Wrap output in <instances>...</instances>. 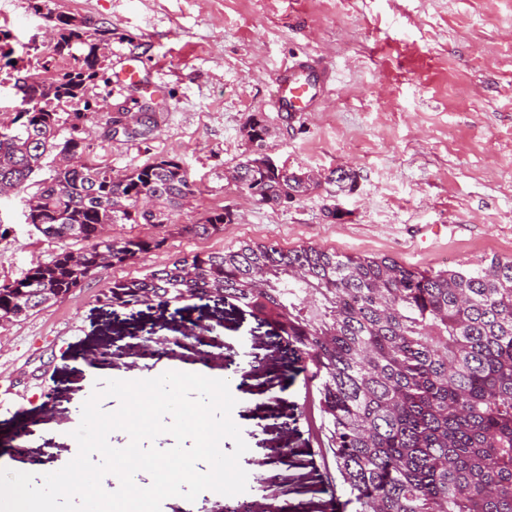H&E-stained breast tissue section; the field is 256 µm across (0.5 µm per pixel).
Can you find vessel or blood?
<instances>
[{
  "label": "vessel or blood",
  "instance_id": "obj_1",
  "mask_svg": "<svg viewBox=\"0 0 512 512\" xmlns=\"http://www.w3.org/2000/svg\"><path fill=\"white\" fill-rule=\"evenodd\" d=\"M328 76V70L311 56L280 69L274 77L273 109L288 120L314 111Z\"/></svg>",
  "mask_w": 512,
  "mask_h": 512
}]
</instances>
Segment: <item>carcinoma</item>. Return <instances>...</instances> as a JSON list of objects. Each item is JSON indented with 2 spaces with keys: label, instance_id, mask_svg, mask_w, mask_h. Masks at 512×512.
Segmentation results:
<instances>
[{
  "label": "carcinoma",
  "instance_id": "carcinoma-1",
  "mask_svg": "<svg viewBox=\"0 0 512 512\" xmlns=\"http://www.w3.org/2000/svg\"><path fill=\"white\" fill-rule=\"evenodd\" d=\"M46 19L56 54H71L75 44L87 53L55 78L31 72L17 84L18 111L0 117V190L36 186L26 199L28 224L50 242L81 247L63 248L0 285L1 322L25 320L96 270L161 249L172 214L195 194L175 159L124 171L90 160L100 113L91 110L88 90L99 74L100 39L71 26L66 14ZM157 127L156 113L143 112L131 130L103 134L145 142ZM267 134L261 121L250 124L256 149L232 168L236 186L279 205L318 188L311 174L257 163ZM53 153L61 159L50 166ZM46 167L49 176L35 179ZM328 181L350 192L356 176L341 170ZM233 219L227 208L214 210L181 231L209 238ZM139 223L156 232L102 235ZM208 295L247 307L258 326H275L300 352L353 512H512V259L422 271L315 245L242 242L114 280L109 300L162 307Z\"/></svg>",
  "mask_w": 512,
  "mask_h": 512
}]
</instances>
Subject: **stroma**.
<instances>
[{"label": "stroma", "instance_id": "35a3bbf8", "mask_svg": "<svg viewBox=\"0 0 512 512\" xmlns=\"http://www.w3.org/2000/svg\"><path fill=\"white\" fill-rule=\"evenodd\" d=\"M107 32L100 77L89 96L100 111L159 119L144 143L94 134V161L124 170L155 158L179 160L197 191L175 211L189 224L214 208L236 218L206 240L178 230L162 250L123 267L99 269L82 288L21 322L0 325V467L37 476L78 452L71 433L97 382L155 375L157 344L145 335L189 329L177 362L224 372V358L263 360L241 395L240 459L254 498L288 512H351L320 431L303 362L274 327L248 308L196 300L160 309L107 308L113 280L139 277L173 256L243 241L317 245L386 256L413 268L457 269L512 258V0H46ZM323 59L331 81L314 112L284 122L270 105L273 78L289 57ZM44 13L29 0H0V113L12 111L21 66L53 60ZM137 66L148 83L118 82ZM269 130L266 153L295 172L357 177L349 194L323 185L288 205L255 202L226 173L250 150L253 120ZM25 197L0 199V284L60 251L26 222ZM127 347L113 357L114 347ZM287 463L267 465L276 449Z\"/></svg>", "mask_w": 512, "mask_h": 512}]
</instances>
